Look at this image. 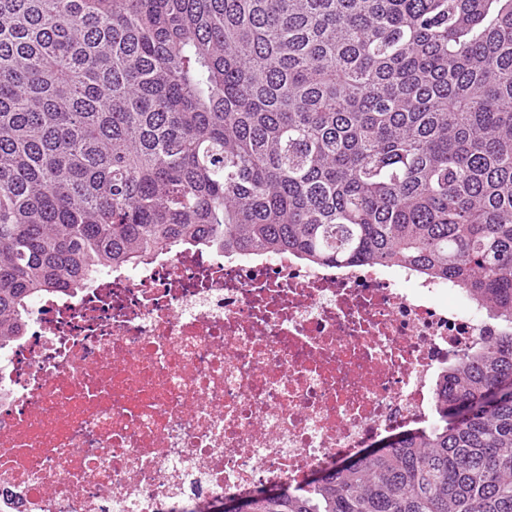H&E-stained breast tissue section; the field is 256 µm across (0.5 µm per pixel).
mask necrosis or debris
Segmentation results:
<instances>
[{
	"instance_id": "necrosis-or-debris-1",
	"label": "necrosis or debris",
	"mask_w": 512,
	"mask_h": 512,
	"mask_svg": "<svg viewBox=\"0 0 512 512\" xmlns=\"http://www.w3.org/2000/svg\"><path fill=\"white\" fill-rule=\"evenodd\" d=\"M453 283L187 249L38 299L0 351V512H208L428 421L494 335Z\"/></svg>"
}]
</instances>
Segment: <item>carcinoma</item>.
Instances as JSON below:
<instances>
[{
  "instance_id": "1",
  "label": "carcinoma",
  "mask_w": 512,
  "mask_h": 512,
  "mask_svg": "<svg viewBox=\"0 0 512 512\" xmlns=\"http://www.w3.org/2000/svg\"><path fill=\"white\" fill-rule=\"evenodd\" d=\"M179 247L452 280L440 423L235 512H512V0H0V349Z\"/></svg>"
}]
</instances>
